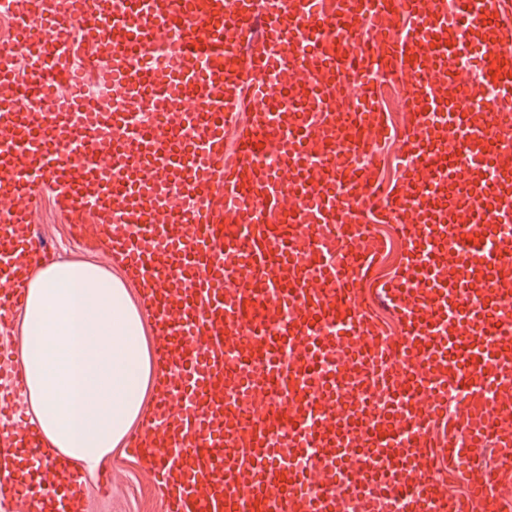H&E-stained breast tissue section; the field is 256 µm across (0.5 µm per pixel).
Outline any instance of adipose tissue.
Returning <instances> with one entry per match:
<instances>
[{"label": "adipose tissue", "mask_w": 512, "mask_h": 512, "mask_svg": "<svg viewBox=\"0 0 512 512\" xmlns=\"http://www.w3.org/2000/svg\"><path fill=\"white\" fill-rule=\"evenodd\" d=\"M19 362L50 452L95 471L140 417L159 366L124 279L59 261L30 281Z\"/></svg>", "instance_id": "obj_1"}]
</instances>
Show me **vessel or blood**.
Masks as SVG:
<instances>
[{"label": "vessel or blood", "instance_id": "obj_1", "mask_svg": "<svg viewBox=\"0 0 512 512\" xmlns=\"http://www.w3.org/2000/svg\"><path fill=\"white\" fill-rule=\"evenodd\" d=\"M37 4L0 0L25 49H0V332L54 258L32 222L47 185L148 294L168 377L127 451L165 512H349L351 490L363 512H505L512 153L490 145L512 129V0ZM77 34L122 108L87 100ZM388 223L392 329L364 293ZM26 388L0 344V512H85L91 481H57ZM383 104L386 111L390 114L392 121L402 126L403 118L407 114L404 106V95L402 92L395 91L393 88L384 85L382 88ZM390 225L391 224H378V227H377L378 232L382 236H384L383 235V233H384L387 236H389L391 239V240H389L387 237L384 236L385 238H387L390 241V246L386 253V255L389 254V256L386 261L384 260V263L381 268L382 276L392 275L400 261V254H401L400 241L397 240L396 238H391Z\"/></svg>", "mask_w": 512, "mask_h": 512}]
</instances>
